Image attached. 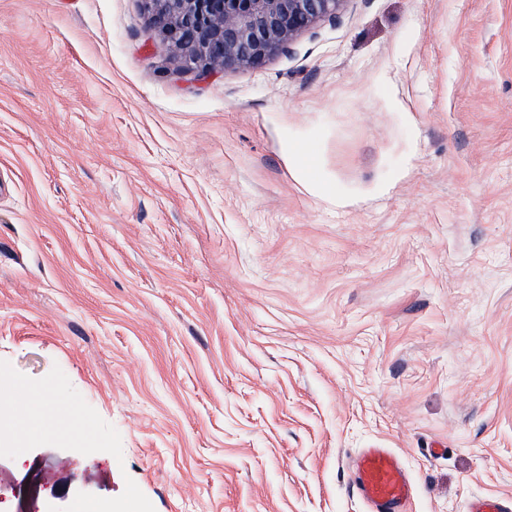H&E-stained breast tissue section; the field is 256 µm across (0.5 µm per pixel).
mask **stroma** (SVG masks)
I'll return each mask as SVG.
<instances>
[{
	"label": "stroma",
	"instance_id": "35a3bbf8",
	"mask_svg": "<svg viewBox=\"0 0 512 512\" xmlns=\"http://www.w3.org/2000/svg\"><path fill=\"white\" fill-rule=\"evenodd\" d=\"M311 160L300 170L289 145ZM0 512L512 499V0H349L184 72L142 0H0ZM354 488L368 512H406L415 488L399 457L389 448H363L356 456Z\"/></svg>",
	"mask_w": 512,
	"mask_h": 512
}]
</instances>
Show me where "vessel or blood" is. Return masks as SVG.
<instances>
[{
	"label": "vessel or blood",
	"instance_id": "obj_1",
	"mask_svg": "<svg viewBox=\"0 0 512 512\" xmlns=\"http://www.w3.org/2000/svg\"><path fill=\"white\" fill-rule=\"evenodd\" d=\"M354 488L368 512H406L415 494L399 457L387 448H365L356 456Z\"/></svg>",
	"mask_w": 512,
	"mask_h": 512
}]
</instances>
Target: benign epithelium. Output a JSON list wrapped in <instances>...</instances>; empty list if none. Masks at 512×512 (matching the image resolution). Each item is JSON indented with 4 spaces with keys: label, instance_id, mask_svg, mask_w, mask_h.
Segmentation results:
<instances>
[{
    "label": "benign epithelium",
    "instance_id": "1",
    "mask_svg": "<svg viewBox=\"0 0 512 512\" xmlns=\"http://www.w3.org/2000/svg\"><path fill=\"white\" fill-rule=\"evenodd\" d=\"M159 37L198 77L255 68L349 0H143Z\"/></svg>",
    "mask_w": 512,
    "mask_h": 512
}]
</instances>
